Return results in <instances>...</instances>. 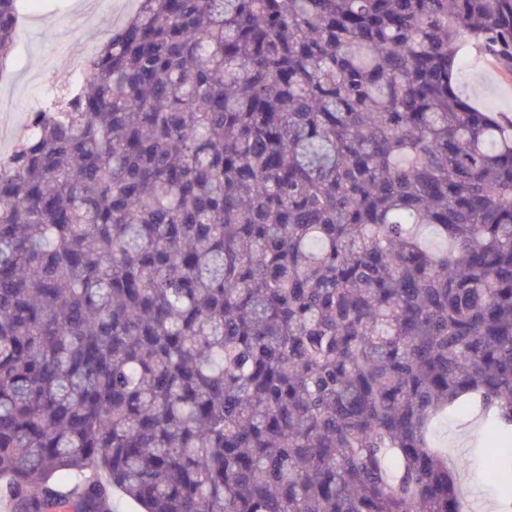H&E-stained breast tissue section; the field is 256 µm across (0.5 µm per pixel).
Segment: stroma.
Segmentation results:
<instances>
[{
    "instance_id": "stroma-1",
    "label": "stroma",
    "mask_w": 512,
    "mask_h": 512,
    "mask_svg": "<svg viewBox=\"0 0 512 512\" xmlns=\"http://www.w3.org/2000/svg\"><path fill=\"white\" fill-rule=\"evenodd\" d=\"M137 0H32L24 11L13 68L0 76V154H8L32 107L49 105L64 77L92 55L105 33L119 27ZM460 87L479 108L512 116V77L478 50L464 52ZM479 426L452 416L432 437L455 463L467 493V512H493L498 491L484 478Z\"/></svg>"
}]
</instances>
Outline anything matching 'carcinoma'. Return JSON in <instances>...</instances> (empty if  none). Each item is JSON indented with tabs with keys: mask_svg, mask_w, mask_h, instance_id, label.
Returning <instances> with one entry per match:
<instances>
[{
	"mask_svg": "<svg viewBox=\"0 0 512 512\" xmlns=\"http://www.w3.org/2000/svg\"><path fill=\"white\" fill-rule=\"evenodd\" d=\"M463 43L512 74V0H139L0 157L14 512H463L446 411L512 512V117ZM457 74L460 87L479 108L512 116V77L505 76L487 57L474 48L464 52Z\"/></svg>",
	"mask_w": 512,
	"mask_h": 512,
	"instance_id": "carcinoma-1",
	"label": "carcinoma"
}]
</instances>
